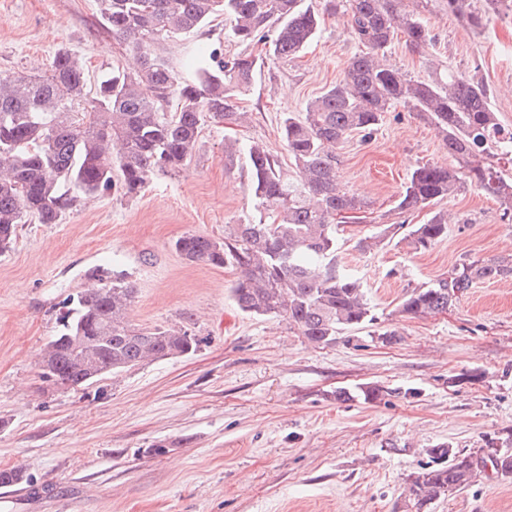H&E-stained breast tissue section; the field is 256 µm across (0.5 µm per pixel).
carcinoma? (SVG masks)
<instances>
[{"label":"carcinoma","instance_id":"1","mask_svg":"<svg viewBox=\"0 0 512 512\" xmlns=\"http://www.w3.org/2000/svg\"><path fill=\"white\" fill-rule=\"evenodd\" d=\"M103 25L140 60L134 73L114 71L95 85L91 107L73 109L86 95L79 60L58 51L43 75L0 77V254L8 252L18 225L36 218L56 224L82 196L118 185L140 193L157 172H178L199 151L204 118L245 120L236 111L249 91L258 57L226 58L217 49H196L190 78L180 82L159 40L190 34L224 17L234 37L250 43L273 28L268 56L292 61L316 36L319 13L303 0H98ZM403 0H326L352 38L366 47L353 56L343 77L282 122L288 155L297 170L291 180L277 158L259 143L246 149L256 222L236 224L219 239L186 233L174 249L188 262L230 265L237 271L231 293L253 317H282L309 342L328 345L341 331L374 321L360 282L337 262L338 212L356 219L368 203L340 183L337 147L359 132L372 136L385 113L402 106L424 116L441 133L453 165L425 164L405 183L397 208L428 207L471 183L493 196L501 217L512 221V134L501 124L492 92L483 80L453 70L416 79L387 63L385 49L402 34L422 49L432 41L419 16ZM448 14L479 34L489 17L512 10V0H447ZM448 235V213L432 211L412 224L405 240L428 249ZM512 276V263H461L448 277L416 288L402 312L433 316L448 310L476 280ZM95 285L67 299L60 329L43 350L46 377L67 387L145 361L188 355L198 340L187 328L139 329L126 320L135 287L122 272L97 267ZM409 476L415 512L472 480L479 458L439 444ZM488 460L496 473L512 476V448H495ZM29 482L21 468L0 470V486Z\"/></svg>","mask_w":512,"mask_h":512}]
</instances>
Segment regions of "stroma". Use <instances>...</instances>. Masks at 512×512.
<instances>
[{
  "mask_svg": "<svg viewBox=\"0 0 512 512\" xmlns=\"http://www.w3.org/2000/svg\"><path fill=\"white\" fill-rule=\"evenodd\" d=\"M305 2L321 10L320 29L291 62L265 59V43H240L221 18L160 41L181 79L199 45L263 56L238 102L247 121L206 119L200 150L180 173L154 175L132 198L115 188L80 200L56 224L19 225L0 255V470L20 466L31 478L19 494L0 487V512H414L409 476L426 449L445 443L483 457L512 435V277L476 281L434 316L401 311L413 289L463 260H512V221L496 200L469 185L440 201L448 235L426 250L397 234L357 246L389 225L427 219L397 208L416 167L449 162L438 130L418 113L396 108L372 138L353 133L337 149L342 187L369 204L339 232V260L366 289L373 323L311 344L282 318L244 314L230 293L235 268L190 263L173 248L183 234L220 238L256 218L247 160L227 166L225 143H261L294 174L284 117L334 85L361 52L323 0ZM404 6L433 41L417 51L398 37L389 63L418 79L445 68L482 79L511 127L512 16H491L476 36L445 0ZM62 49L92 82L134 68L101 26L97 0H0V75L44 73ZM102 264L136 288L130 324L186 327L199 346L89 386L54 385L41 350L62 303ZM366 384L384 397L337 400L338 389ZM159 445L164 454H153ZM429 512H512V479L478 467L468 487Z\"/></svg>",
  "mask_w": 512,
  "mask_h": 512,
  "instance_id": "stroma-1",
  "label": "stroma"
}]
</instances>
